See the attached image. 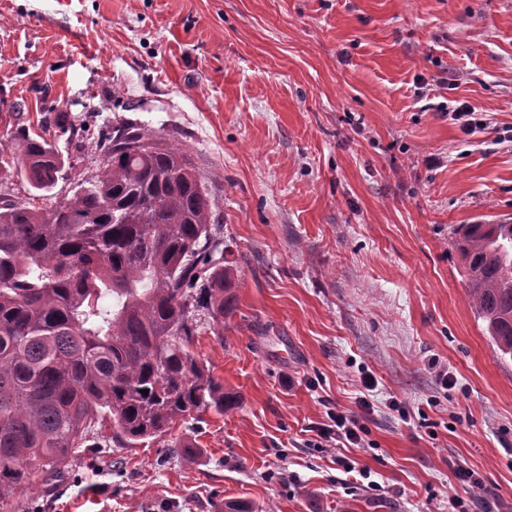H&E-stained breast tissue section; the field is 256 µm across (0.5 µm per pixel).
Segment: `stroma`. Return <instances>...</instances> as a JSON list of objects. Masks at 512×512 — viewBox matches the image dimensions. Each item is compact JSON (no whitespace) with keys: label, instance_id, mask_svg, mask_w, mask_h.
I'll return each instance as SVG.
<instances>
[{"label":"stroma","instance_id":"obj_1","mask_svg":"<svg viewBox=\"0 0 512 512\" xmlns=\"http://www.w3.org/2000/svg\"><path fill=\"white\" fill-rule=\"evenodd\" d=\"M121 118L184 144L215 201L237 304L192 352L239 405L79 449L0 512H512V360L452 246L512 223V0H0V135L65 164L38 206L101 171ZM365 374L369 446L318 447ZM447 110L451 120L456 121L460 129L468 135L480 132L486 127L487 119L477 118L476 116L482 115V113L476 112V108L468 102H461L459 105Z\"/></svg>","mask_w":512,"mask_h":512}]
</instances>
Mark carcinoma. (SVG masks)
<instances>
[{
    "mask_svg": "<svg viewBox=\"0 0 512 512\" xmlns=\"http://www.w3.org/2000/svg\"><path fill=\"white\" fill-rule=\"evenodd\" d=\"M76 140L59 112L49 120ZM64 163L44 137L0 140V177L50 192ZM212 198L184 145L121 119L103 169L50 208L0 202V500L53 474L96 425L131 448L180 418L237 408L191 353L195 312L224 326L236 295ZM476 317L512 359V224H459ZM148 394H142V390Z\"/></svg>",
    "mask_w": 512,
    "mask_h": 512,
    "instance_id": "carcinoma-1",
    "label": "carcinoma"
}]
</instances>
